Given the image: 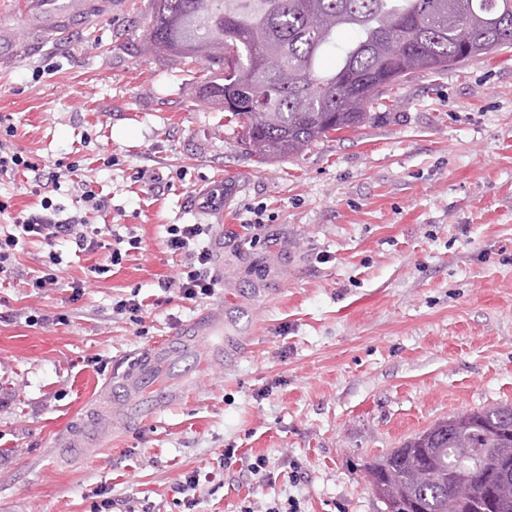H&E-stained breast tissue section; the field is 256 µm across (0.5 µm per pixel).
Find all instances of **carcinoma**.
Listing matches in <instances>:
<instances>
[{
	"label": "carcinoma",
	"mask_w": 512,
	"mask_h": 512,
	"mask_svg": "<svg viewBox=\"0 0 512 512\" xmlns=\"http://www.w3.org/2000/svg\"><path fill=\"white\" fill-rule=\"evenodd\" d=\"M143 44L217 67L200 100L225 113L246 153L271 162L373 122L370 108L414 73L511 48L512 0H153ZM489 448H512L511 405L440 420L365 472L385 512H512V474H482L478 498L448 490Z\"/></svg>",
	"instance_id": "cac0c4a2"
}]
</instances>
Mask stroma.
Instances as JSON below:
<instances>
[{"label":"stroma","mask_w":512,"mask_h":512,"mask_svg":"<svg viewBox=\"0 0 512 512\" xmlns=\"http://www.w3.org/2000/svg\"><path fill=\"white\" fill-rule=\"evenodd\" d=\"M151 0H112L67 37L17 45L0 68V142L81 183L0 180L11 214L48 197L67 217L142 240L88 280L111 243L21 239L0 283V512H191L297 498L303 512H384L363 466L461 411L512 404V48L395 86L373 123L259 164L198 95L204 64L136 49ZM223 189L218 207L203 206ZM261 215L259 239L246 225ZM171 224H207L217 279L197 301L163 290L186 258ZM54 274L56 285L31 287ZM84 281L80 297L70 285ZM140 296V317L115 311ZM223 326L154 380L172 397L134 418L109 390L201 313ZM83 447L61 435L85 411ZM237 462L222 464L225 449ZM268 459L267 476L250 473Z\"/></svg>","instance_id":"35a3bbf8"}]
</instances>
